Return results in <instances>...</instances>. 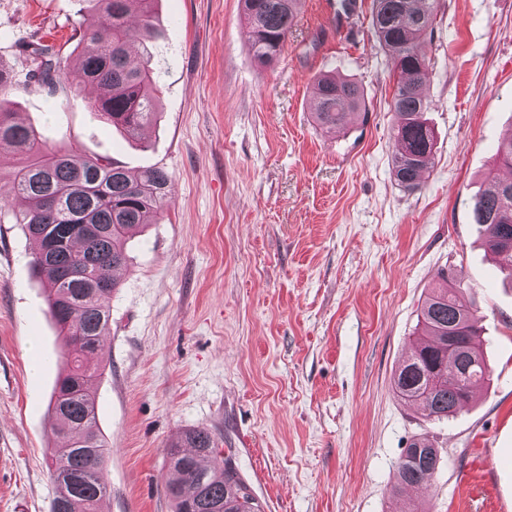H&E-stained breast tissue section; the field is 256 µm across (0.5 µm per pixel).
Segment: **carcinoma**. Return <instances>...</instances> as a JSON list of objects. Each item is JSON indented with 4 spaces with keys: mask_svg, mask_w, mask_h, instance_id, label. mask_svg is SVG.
<instances>
[{
    "mask_svg": "<svg viewBox=\"0 0 512 512\" xmlns=\"http://www.w3.org/2000/svg\"><path fill=\"white\" fill-rule=\"evenodd\" d=\"M91 14L79 36L78 64L61 67L62 52L41 39L25 44L32 69L30 82L49 95L79 89L92 76L100 90L91 108L127 136H138L157 114L151 76L154 0H90ZM299 0H243L251 32L250 49L262 66L273 64L295 25ZM436 0H374L372 25L381 46L397 64L399 76L391 101L397 115L392 173L406 191L418 189L429 169L434 132L423 118L426 59L420 45L432 25ZM138 21L130 22L132 13ZM140 42L142 61L129 55ZM315 121L327 131L343 130L363 105L357 83L322 74L317 79ZM12 148L27 156L12 174V188L25 204L15 215L33 240V267L50 292V315L63 336L66 361L49 407L56 432L65 443L54 450L50 476L56 486L52 512H95L107 494L108 448L97 425L96 372L85 365L108 329L110 308L104 299L118 290L127 264L126 240L159 213L172 192L171 176L161 167L135 175L108 158L88 157L77 149L50 151L34 127L0 106V151ZM473 220L486 247L512 279V181L489 176L473 203ZM424 301L419 326L427 339L396 371V395L416 405L431 420H448L470 400L485 379L477 318L460 303V285L451 273ZM216 442L201 429L181 432L169 449L168 495L174 512H261L250 487L231 460L211 463ZM439 462V450L426 437L404 449L397 464L399 485L417 486Z\"/></svg>",
    "mask_w": 512,
    "mask_h": 512,
    "instance_id": "1",
    "label": "carcinoma"
}]
</instances>
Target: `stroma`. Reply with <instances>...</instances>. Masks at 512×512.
Here are the masks:
<instances>
[{
	"instance_id": "stroma-1",
	"label": "stroma",
	"mask_w": 512,
	"mask_h": 512,
	"mask_svg": "<svg viewBox=\"0 0 512 512\" xmlns=\"http://www.w3.org/2000/svg\"><path fill=\"white\" fill-rule=\"evenodd\" d=\"M332 2L301 0L280 60L263 68L240 0H156L160 115L129 140L92 112L88 88L50 96L28 79L23 45L37 38L75 69L88 0H0L6 109L52 150L77 144L173 182L126 243L106 346L90 363L108 444L97 512H173L167 449L187 429L211 433L264 512H512V468L497 464L512 459V285L472 219L485 175L512 174L494 164L512 134V0H437L424 38L437 144L414 192L392 174L396 68L372 0H357L347 31L330 28ZM323 72L364 97L334 134L313 119ZM24 159L0 153V512H50L47 460L61 440L49 400L64 347L13 221ZM443 272L463 283L491 375L438 423L401 402L392 379ZM422 436L440 464L423 488L395 492L398 460Z\"/></svg>"
}]
</instances>
